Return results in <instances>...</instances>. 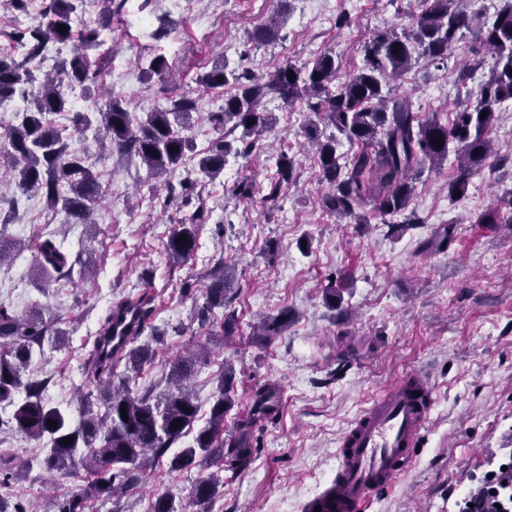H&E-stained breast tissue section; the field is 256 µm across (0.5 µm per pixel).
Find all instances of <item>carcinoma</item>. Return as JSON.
<instances>
[{"mask_svg":"<svg viewBox=\"0 0 512 512\" xmlns=\"http://www.w3.org/2000/svg\"><path fill=\"white\" fill-rule=\"evenodd\" d=\"M76 0H44L47 22L18 28L11 38L28 48L23 59L0 55V102L14 99L18 108L0 137V182L8 179L14 191L35 194L44 199L49 211L65 213L70 224H92L102 184L87 164L84 149L76 146L67 128L55 124L53 116L66 112L76 134L90 128L117 147L137 156L151 177L165 178L168 202L190 203L194 190L190 179H176L186 153L193 150L191 128L196 101L183 97L167 107H157L143 116L136 115L126 101L104 92L107 73L91 69L89 51L103 46L101 33L112 24V4L98 0L101 17L95 27L73 26ZM421 11L400 29L389 28L374 34L362 47L363 67L339 79L340 64L329 54H320L302 67L284 62L268 79L249 70L228 68L224 60L212 63L196 81L206 88L234 87L224 98L221 111L212 121L220 136L198 161L199 173L215 180L224 175L227 155L248 159L259 149L261 136L272 125L265 100L276 98L293 107L305 104L311 116L306 124L307 140L316 147L321 177L330 186L323 197L324 208L357 224L368 223L364 212L373 205L379 215L400 217L404 224L420 219L411 203L413 180L424 168H440L455 155V176L448 183V194L466 195L472 176L491 156L490 134L502 103L512 100V0H501L493 19L467 9L471 0H420ZM286 22L279 9L255 30V38H278ZM67 27L66 33L57 26ZM490 54L493 66L489 77L469 94L467 105L455 112L449 123L436 115L424 118L413 108L410 96L391 94V82L408 71L421 58L443 60L466 33ZM57 52H68L56 73H42L37 58L48 44ZM169 70L162 55L152 57L143 75L151 79ZM294 80H289V73ZM82 89L83 108L74 110L66 89ZM241 131L233 139L228 133ZM358 145L343 165L339 164V137ZM297 179L293 158L280 155L275 176L270 180L267 200H276ZM205 217L200 206L189 223L174 225L167 241L170 257L187 261L197 246L198 224ZM185 237L183 242L176 239ZM454 227L438 237L421 242L424 251L448 246ZM37 263L42 275L69 279L74 261L51 240L37 246ZM224 266L211 272L206 291V307L197 314L199 326H211V311L224 307ZM154 316L151 299L142 296L109 313L92 349L85 359L89 381L96 390L80 395L78 420L71 422L66 412L42 397L43 383L28 377L33 354L44 345L61 344L66 333L59 321L37 307L20 318L0 306V411H9L5 424L26 437L47 441L44 457L33 458L20 469L12 455L0 451V487L26 478L33 466L49 474L72 477L84 472L77 490L56 501L55 512H88L94 500H110L139 486L154 464L167 461L172 472L201 469L195 479L189 503L208 504L224 486V457L239 468L249 453V423L238 434L224 438V414L233 404L231 391L234 367L224 364L209 419L193 444L169 454L196 423L199 405L186 386L192 376L195 357H179L172 365L174 389L155 396L131 387L149 359V349L132 347ZM288 323V313L264 320L256 335L277 336ZM125 362L121 386L106 388L104 380L113 376L119 362ZM126 408L127 419L121 418ZM274 410L273 396L255 395L253 414L268 416ZM56 423V428L48 422ZM71 437L65 445L62 440ZM166 494L153 500L149 512H186Z\"/></svg>","mask_w":512,"mask_h":512,"instance_id":"cac0c4a2","label":"carcinoma"}]
</instances>
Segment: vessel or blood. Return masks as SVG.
Segmentation results:
<instances>
[{"label": "vessel or blood", "instance_id": "1", "mask_svg": "<svg viewBox=\"0 0 512 512\" xmlns=\"http://www.w3.org/2000/svg\"><path fill=\"white\" fill-rule=\"evenodd\" d=\"M432 406V389L417 372L374 400L344 433L336 450V475L306 504V512H365L379 492L412 466L413 445Z\"/></svg>", "mask_w": 512, "mask_h": 512}]
</instances>
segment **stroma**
Wrapping results in <instances>:
<instances>
[{
  "mask_svg": "<svg viewBox=\"0 0 512 512\" xmlns=\"http://www.w3.org/2000/svg\"><path fill=\"white\" fill-rule=\"evenodd\" d=\"M288 23L279 40L258 44L255 28L278 0H127L112 17L109 52L92 55L104 67L114 96L136 111L164 107L181 96L194 98L190 134L204 152L217 133L209 121L227 89L207 90L195 78L217 59L230 67L271 75L284 62L302 66L332 52L342 74L363 65L361 48L378 30L407 25L413 0H287ZM349 23L336 27L335 16ZM173 21L169 36L155 40L159 18ZM472 37L450 51L447 62L420 60L397 91L410 95L422 116L451 121L468 92L489 74L490 56L473 54ZM164 55L165 76L145 83L140 61ZM275 121L259 156H228L224 174L200 179L195 159L180 172L195 180V193L209 212L200 225L197 250L183 263L165 251L173 225L188 221L193 206L166 204L165 193L140 160L94 137L84 142L87 163L98 172L106 199L93 224L67 223L41 199L15 195L10 235L21 250L0 264V305L24 316L49 309L68 332L66 348L35 352L30 372L49 377L46 401L70 409L86 391L84 355L102 319L141 294L153 296L155 333L139 345L152 351L136 381L161 393L170 362L198 349L192 392L206 423L225 362L235 367L233 407L224 417L232 434L256 390L277 389L279 404L252 429L251 458L213 502L189 504L194 474L153 468L145 483L115 502H94V512H149L153 495L187 503V512H304L336 467L339 442L357 415L390 393L409 371L425 370L435 404L419 443V457L396 484L380 493L369 512H457L463 493L487 473L481 454L502 449L512 458V101L504 103L491 132L496 155L475 174L467 194L452 201L453 164L424 172L415 183L416 224H384L370 213L354 224L325 211L329 191L307 147L304 105L289 108L268 99ZM298 163L299 183L277 200L265 195L281 152ZM254 184L253 198L238 196L241 180ZM499 210L498 224L470 223L471 215ZM454 223L448 251L423 253L419 244L433 230ZM51 238L77 258L72 279L55 281L37 269V238ZM223 266L229 282L233 329L199 328L209 274ZM342 280L340 305L328 307L323 290ZM287 312L288 326L267 340L255 324ZM75 480L31 473L12 494L27 512H52L57 497Z\"/></svg>",
  "mask_w": 512,
  "mask_h": 512,
  "instance_id": "stroma-1",
  "label": "stroma"
}]
</instances>
